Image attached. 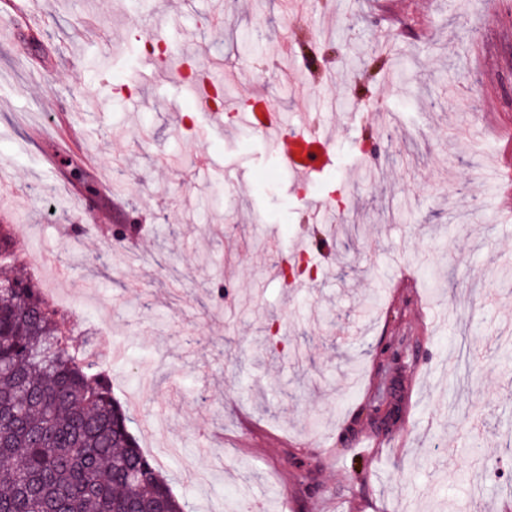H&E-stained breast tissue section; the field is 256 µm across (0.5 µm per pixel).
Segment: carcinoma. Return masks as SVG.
Returning <instances> with one entry per match:
<instances>
[{"label": "carcinoma", "mask_w": 512, "mask_h": 512, "mask_svg": "<svg viewBox=\"0 0 512 512\" xmlns=\"http://www.w3.org/2000/svg\"><path fill=\"white\" fill-rule=\"evenodd\" d=\"M0 512H188L141 448L112 393L104 355L79 347L68 317L0 224Z\"/></svg>", "instance_id": "obj_1"}]
</instances>
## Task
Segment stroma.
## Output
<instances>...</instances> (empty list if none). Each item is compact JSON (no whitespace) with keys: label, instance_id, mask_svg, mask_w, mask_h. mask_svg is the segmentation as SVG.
Segmentation results:
<instances>
[{"label":"stroma","instance_id":"1","mask_svg":"<svg viewBox=\"0 0 512 512\" xmlns=\"http://www.w3.org/2000/svg\"><path fill=\"white\" fill-rule=\"evenodd\" d=\"M17 2L0 224L29 272L66 269L90 343L108 332L115 394L191 512H512V182L489 178L512 166V0H154L139 26L129 0ZM192 68L223 113H309L333 165L302 184L219 128ZM329 194L339 233L302 205ZM299 244L312 277L272 275Z\"/></svg>","mask_w":512,"mask_h":512}]
</instances>
